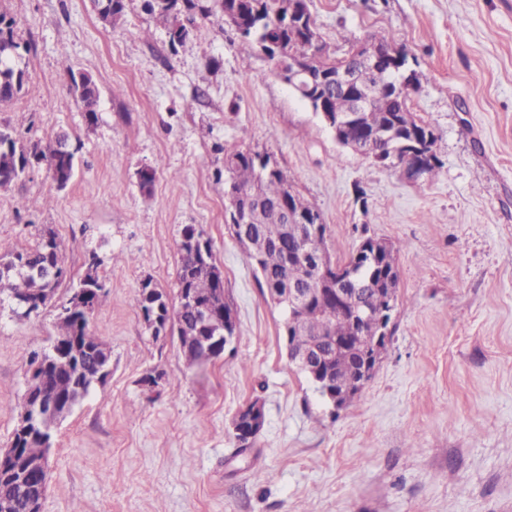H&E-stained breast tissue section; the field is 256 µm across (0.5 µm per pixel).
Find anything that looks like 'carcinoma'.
Wrapping results in <instances>:
<instances>
[{
  "mask_svg": "<svg viewBox=\"0 0 512 512\" xmlns=\"http://www.w3.org/2000/svg\"><path fill=\"white\" fill-rule=\"evenodd\" d=\"M100 17L114 24L120 20L124 12L125 0H95ZM219 6L230 11L238 19L234 31L245 51L260 49L269 58H274L278 44L289 41L303 48L306 45L305 30L314 25L308 4H303L304 11L298 17H288L289 0H216ZM196 7L195 0H146L145 8L151 12L165 28L169 43L173 47L186 48L201 39L205 33V25L193 20L184 22L183 10ZM6 42L10 50L0 52V106L17 99L26 84V72L14 63L19 49H28L16 40L15 21L0 13V42ZM365 53L378 52L388 45L397 47L391 37L371 33L367 35ZM336 58L333 53L328 62L314 74L307 95L315 100L325 98L336 106L340 112L350 109L349 97L336 93L332 76L336 72ZM78 98L89 119L96 116L99 93L85 89ZM411 94L398 95L394 98L383 97V101L375 104L372 109L359 114L356 123L367 130L385 128L389 130L387 139L379 140L374 148L381 151L379 163L406 174L402 166L403 153L399 147L396 134L390 132L393 121L403 119V114L411 112ZM224 158L234 162L230 175L242 189L258 188L269 202L278 199L284 186L293 185L288 172L280 167L267 174L259 163V154H252L236 144L222 147ZM41 161L47 167L58 169H75V152L71 149L66 134H58L44 144H34L25 149L17 146L12 134L0 129V189H8L26 170L31 160ZM298 226L279 224L274 220L247 224L243 231L236 233V241L243 248L247 257L256 251L259 257L260 272L265 288H276L281 291L287 288H308L306 273L289 254L295 248V234ZM22 263L29 268L25 273H9L0 270V303L11 302L19 297L34 298L40 291L48 287L44 274L55 273L56 285H61L66 278L64 253L56 238L49 240L37 234L33 243L0 252V266ZM344 266H354V274L343 287L350 289V296L356 303H363L374 310L386 306L389 291H399V280L387 282L377 277L376 263L367 260L365 245L358 246ZM186 264L179 265L177 272V289L188 288L198 297L208 299L214 296L221 287L211 273L203 266L198 267L192 278L184 276ZM52 307L57 311L58 336L61 343L69 342L73 336L80 337V345L73 356L71 372H64L50 378L46 387L60 396L68 397L76 402L86 396L93 386L92 371L97 359L107 361L100 356L98 350L101 341L89 331L88 312L73 310L68 306V298L57 296ZM301 320L306 324L308 336L320 338L321 335L336 338V348L331 362L322 365L321 371L328 373L336 382L354 374L355 369L363 363L365 355L372 351L368 334L379 330L377 323L368 320L363 323L366 335L356 337L351 317L336 312V307L328 300L315 302L312 306L299 312ZM16 447L21 449L17 461L6 470H0V512H27L25 498L28 494L27 481L22 473L32 463L40 460L46 448L38 438V431L24 436L12 432Z\"/></svg>",
  "mask_w": 512,
  "mask_h": 512,
  "instance_id": "1",
  "label": "carcinoma"
}]
</instances>
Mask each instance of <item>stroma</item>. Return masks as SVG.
<instances>
[{
    "mask_svg": "<svg viewBox=\"0 0 512 512\" xmlns=\"http://www.w3.org/2000/svg\"><path fill=\"white\" fill-rule=\"evenodd\" d=\"M199 2L205 34L176 52L144 0H125L115 25L91 0H0L31 46L0 128L24 146L68 133L76 161L66 187L34 163L0 190V247L52 228L68 257L60 295L92 265L106 293L91 329L111 370L56 429L44 512H512V0H309L331 46L376 32L416 58L411 108L441 161L425 183L340 146L275 61L241 51L220 8ZM75 74L98 87L95 122ZM227 142L277 157L333 258L368 237L401 247L394 333L352 407L334 410L288 363L285 311L226 228ZM188 224L210 239L237 319L200 366L139 307L147 279L176 297ZM56 334L53 307L0 303V448L31 357ZM255 400L265 424L242 451L231 422Z\"/></svg>",
    "mask_w": 512,
    "mask_h": 512,
    "instance_id": "35a3bbf8",
    "label": "stroma"
}]
</instances>
